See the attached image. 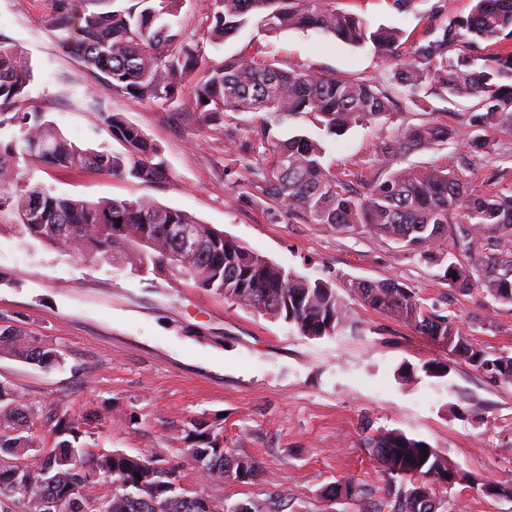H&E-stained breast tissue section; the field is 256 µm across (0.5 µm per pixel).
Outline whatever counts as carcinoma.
<instances>
[{
    "mask_svg": "<svg viewBox=\"0 0 512 512\" xmlns=\"http://www.w3.org/2000/svg\"><path fill=\"white\" fill-rule=\"evenodd\" d=\"M182 5L183 0H137L128 10L85 9L77 15L72 0H55L49 27L105 91L169 102L182 93L198 52V44L183 34ZM257 16L269 34L314 30L353 47L369 44L392 69L386 81L373 84L234 57L196 82L192 89L199 118L206 126L224 128L225 151L249 173L253 197L274 204L275 220L285 216L292 223L343 230L368 227L426 264L448 262L444 277L450 287L477 288L494 303L512 304V259L489 252L501 240L512 239V191L489 189L508 171L492 169L488 187L478 190L466 177L467 155L452 154L443 165L393 169L409 154L436 151L462 136L473 154L484 156L512 141V46L505 44L512 38V0H475L467 16L430 28L402 54L400 29L372 27L339 8V0H211L203 35L221 43ZM460 43L488 54L455 57L452 52ZM32 78L29 59L0 41V130L15 123L22 128L21 136L0 139V226L9 224L61 252L99 255L141 273L166 270L187 276L233 304L264 305L266 317L295 326L303 336H334L351 325L349 303L331 282L287 272L185 211L151 198L92 203L22 181L32 163L93 169L158 187L168 181L158 146L100 100L102 121L125 144L123 154L82 149L44 113L22 110ZM438 92L478 102L458 127L429 118L382 141L375 150L380 178L362 191L325 165L321 140L300 134L281 139L273 133V126L287 119L307 117L321 135L341 136L379 124L400 100L431 114L427 97ZM244 113L258 115L259 121L241 133L227 129L234 115ZM488 130L499 140L487 139ZM166 224L197 225L204 248L184 251L172 264L177 244L164 230ZM447 241L454 251L445 249ZM459 254L485 258L478 275L457 259ZM348 288L370 309L431 341L450 339L455 358L495 382L512 384V354L489 352L397 281L351 280ZM0 357L40 367L63 361L57 349L4 325ZM38 415L58 439L50 448L32 436L29 422ZM108 420L110 406L88 418L52 408L41 413L36 403L0 382V512H237L234 504L186 489L183 471L203 474L214 485L227 480L252 484L263 476L257 459L224 447L217 422L184 424L178 437L184 447L166 457L94 453L80 443L95 424ZM369 449L384 474L389 512H412L419 499L433 501L441 512L440 490L465 479L445 454L401 431L379 434ZM103 477L112 478L110 495L100 493ZM355 493L356 486L345 479L325 489L328 496Z\"/></svg>",
    "mask_w": 512,
    "mask_h": 512,
    "instance_id": "obj_1",
    "label": "carcinoma"
}]
</instances>
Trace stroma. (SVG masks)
<instances>
[{"instance_id":"35a3bbf8","label":"stroma","mask_w":512,"mask_h":512,"mask_svg":"<svg viewBox=\"0 0 512 512\" xmlns=\"http://www.w3.org/2000/svg\"><path fill=\"white\" fill-rule=\"evenodd\" d=\"M472 0H415L398 11L393 0H344L371 26L417 36L468 15ZM208 0H184L188 35L199 40L191 81L224 59L273 60L285 68L339 78L385 79L389 66L371 48H355L308 30L264 33L248 27L220 44L202 37ZM52 0H0V39L33 66L25 110L43 112L76 145L123 152L94 107L98 79L48 30ZM107 109L137 125L166 159V187L31 166L27 177L53 194L88 201L150 197L183 210L272 263L335 286L346 280L396 279L457 328L491 351L512 353V305L478 289L449 287L441 265H428L365 227L338 230L270 217V201L249 194L246 173L224 150V131L204 126L191 92L165 105L127 94L103 98ZM402 104L378 125L325 138V162L352 182L378 169L376 145L394 131L421 123ZM355 323L321 338L300 335L187 277L141 274L43 247L0 231V325L60 349L64 363L45 370L0 358V380L28 399L78 417L113 403L112 424L85 435L93 451L165 455L178 447V429L192 419L222 420L225 447L259 459L262 481L204 485L185 471L190 489L233 503L251 500L264 512H382L384 483L368 449L379 433L399 430L447 455L465 474L445 493V512H512V498H492L482 481L512 483V385L476 372L403 322L350 300ZM431 361L445 376L426 375ZM416 368L415 378L401 375ZM132 415L136 424H122ZM344 478L360 489L333 500L325 487Z\"/></svg>"}]
</instances>
